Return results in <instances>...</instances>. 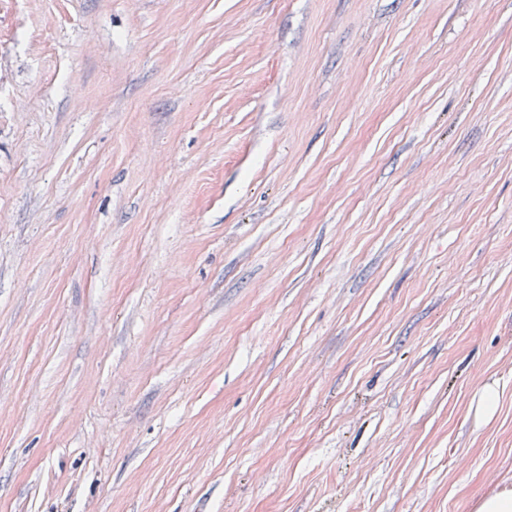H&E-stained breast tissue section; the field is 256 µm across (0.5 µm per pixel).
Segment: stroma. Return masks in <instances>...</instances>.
I'll use <instances>...</instances> for the list:
<instances>
[{
	"label": "stroma",
	"instance_id": "obj_1",
	"mask_svg": "<svg viewBox=\"0 0 512 512\" xmlns=\"http://www.w3.org/2000/svg\"><path fill=\"white\" fill-rule=\"evenodd\" d=\"M503 490L512 0H0V512Z\"/></svg>",
	"mask_w": 512,
	"mask_h": 512
}]
</instances>
